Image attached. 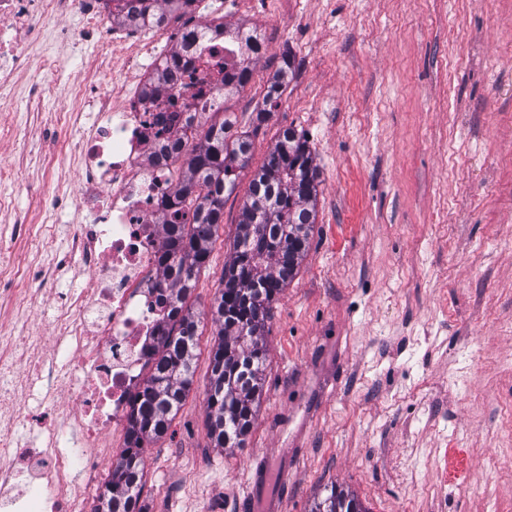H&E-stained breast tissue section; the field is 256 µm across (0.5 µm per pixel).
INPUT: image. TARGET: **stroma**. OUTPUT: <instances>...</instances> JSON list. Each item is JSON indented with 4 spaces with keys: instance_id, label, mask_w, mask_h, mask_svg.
<instances>
[{
    "instance_id": "1",
    "label": "stroma",
    "mask_w": 512,
    "mask_h": 512,
    "mask_svg": "<svg viewBox=\"0 0 512 512\" xmlns=\"http://www.w3.org/2000/svg\"><path fill=\"white\" fill-rule=\"evenodd\" d=\"M228 22L270 44L225 103L253 133L251 159L191 297L203 315L192 388L172 436L143 451L148 512H263L268 495L283 512H309L334 484L370 512H512V424L500 410L512 395V0H245ZM286 53L295 74L252 130ZM67 101L56 84L40 105L19 92L0 112V124L20 127L0 140L19 180L56 188ZM291 126L319 172L317 220L271 306L248 443L216 448L205 312L251 176ZM66 249L62 235L16 245L31 274L23 295L0 301V350L85 287L36 278Z\"/></svg>"
}]
</instances>
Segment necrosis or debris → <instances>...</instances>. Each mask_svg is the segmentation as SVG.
<instances>
[{
	"label": "necrosis or debris",
	"mask_w": 512,
	"mask_h": 512,
	"mask_svg": "<svg viewBox=\"0 0 512 512\" xmlns=\"http://www.w3.org/2000/svg\"><path fill=\"white\" fill-rule=\"evenodd\" d=\"M166 10L164 0H148L136 17L125 0H0V106L22 75L30 102H40L45 84L68 67L54 43L93 45L81 64L84 80L66 85L74 107L91 106L92 115L76 135L77 117L65 111L57 132L66 149L55 166L79 158V188L56 190L50 202L54 216L78 221L62 230L15 220L25 242L65 231L67 252L41 275L50 282L71 271L87 286L53 309L52 338L36 329L24 346L0 354V414L12 423L30 418L17 402L23 387L47 408L57 410L63 392L73 404L41 446L0 432V512H95L108 475L104 450L124 431L129 401L143 385L144 353L166 315L158 302L166 203L205 121L223 108L225 75L247 60L233 36H197L201 25L223 27V9H197L176 26ZM72 15L81 19L74 29L64 24ZM36 45L44 51L33 73ZM118 55L129 72L122 81L106 65ZM48 341L51 352L30 365L25 345Z\"/></svg>",
	"instance_id": "obj_1"
}]
</instances>
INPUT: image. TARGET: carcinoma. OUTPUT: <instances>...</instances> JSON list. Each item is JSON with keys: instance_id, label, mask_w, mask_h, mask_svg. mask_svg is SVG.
I'll list each match as a JSON object with an SVG mask.
<instances>
[{"instance_id": "1", "label": "carcinoma", "mask_w": 512, "mask_h": 512, "mask_svg": "<svg viewBox=\"0 0 512 512\" xmlns=\"http://www.w3.org/2000/svg\"><path fill=\"white\" fill-rule=\"evenodd\" d=\"M295 71L291 57L269 82L264 122L278 105ZM234 121L211 119L188 157L164 224L161 303L168 309L158 344L148 348V374L128 415L127 448L100 487L101 512H147L143 449L168 433L193 384L200 317L188 305L198 276L209 262L224 197L234 192L251 156L252 141L233 130ZM317 174L306 134L282 130L263 165L254 172L243 203L232 259L224 267V288L205 315L215 327L205 391L208 436L216 448H243L255 423L265 364V323L271 304L294 277L316 224ZM310 512H369L352 491L331 486Z\"/></svg>"}]
</instances>
